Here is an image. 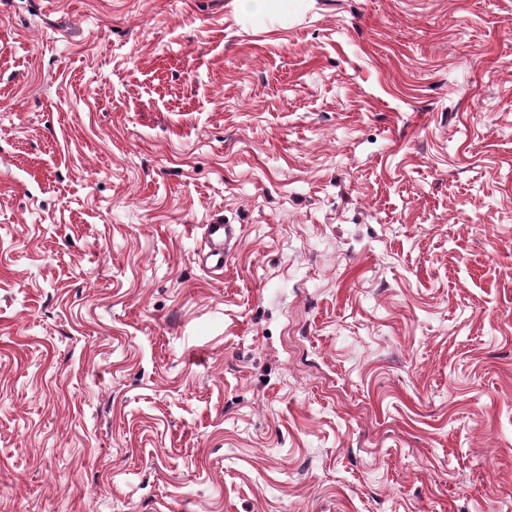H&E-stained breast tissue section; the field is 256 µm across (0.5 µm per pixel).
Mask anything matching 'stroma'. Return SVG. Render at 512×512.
Returning a JSON list of instances; mask_svg holds the SVG:
<instances>
[{"label": "stroma", "mask_w": 512, "mask_h": 512, "mask_svg": "<svg viewBox=\"0 0 512 512\" xmlns=\"http://www.w3.org/2000/svg\"><path fill=\"white\" fill-rule=\"evenodd\" d=\"M510 505L512 0H0V512ZM297 0H237L239 10L246 15L261 18L265 16L286 17ZM203 238L207 248L205 264L215 261V266H224V250L237 240L238 228L234 224H224V219L217 217L211 224H204Z\"/></svg>", "instance_id": "stroma-1"}]
</instances>
